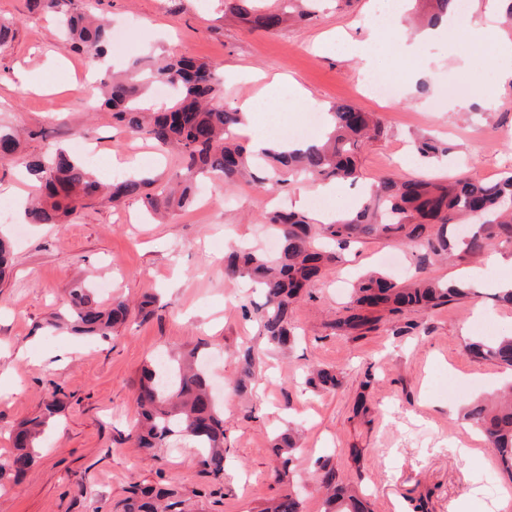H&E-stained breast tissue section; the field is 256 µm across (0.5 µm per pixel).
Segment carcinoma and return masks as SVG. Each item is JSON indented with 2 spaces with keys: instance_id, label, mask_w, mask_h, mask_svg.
Wrapping results in <instances>:
<instances>
[{
  "instance_id": "cac0c4a2",
  "label": "carcinoma",
  "mask_w": 512,
  "mask_h": 512,
  "mask_svg": "<svg viewBox=\"0 0 512 512\" xmlns=\"http://www.w3.org/2000/svg\"><path fill=\"white\" fill-rule=\"evenodd\" d=\"M224 0V15L251 29L277 33L292 24L315 16L319 0ZM423 5L414 11L421 27L438 23L442 16L459 12V0H413ZM37 8L59 18L64 40L71 48L98 60L107 51L112 29L107 17L78 0H32ZM156 82L174 89L173 100L163 112L142 106L150 86ZM104 106L112 110L113 127L123 133L142 136L156 145L170 148L183 160V167L165 183L153 176L134 174L122 181L105 184L94 171L66 152L55 151L46 158L24 160L14 131L0 126V159L19 162L33 177L35 195L26 215L29 224H56L105 196L116 203L135 199L156 220L195 201L196 175L210 172L220 176L226 187L246 180L269 190L305 176L312 180L353 181L358 155L384 135L381 120L349 104L330 109L332 126L325 138L303 150L265 153L264 165H256L249 147L237 135L244 121L238 108L221 101L223 80L205 63L185 57H171L157 63L151 58L133 61L126 72H113L100 83ZM420 157L431 160L446 156L450 147L422 136L415 142ZM479 217L467 238L448 239V225ZM265 224L278 236L281 249L270 257L255 251L236 249L224 256V278L251 280L262 289L263 301L253 308L243 306V317L255 321L266 344L280 351L296 342L291 321L293 305L305 296L317 278L336 265L340 251L366 237H384L417 248L419 264L454 257L467 260L481 256L493 243L512 244V170L493 181L456 175L444 180L387 178L362 197L342 220L318 224L309 214L273 211ZM65 315L73 331L85 336H105L125 323L129 304L116 297L108 309H100L90 289L78 283L67 291ZM469 289L423 278L401 286L382 273L371 271L353 287V298L331 327L336 334L356 340L390 324L402 334L415 324L402 322L410 312L430 311L462 299ZM470 353L512 367V335L469 344ZM238 391L248 390L259 364L251 347L238 357ZM307 383L314 388L335 389L341 379L335 370L314 368ZM59 391L45 411L22 422L14 436L16 453L0 464V480L23 478L35 461L40 434L61 409ZM139 419L133 428L138 447L153 455L172 437L199 449L201 471L218 481L224 477V414L204 371V357L192 349L178 358L156 357L145 365L136 383ZM463 417L483 434L504 471L512 476V384L492 398L473 400L462 409ZM278 460L275 475L288 488L260 512H301L302 501L292 486L290 469L298 450L297 432L290 428L274 438ZM319 479L326 491L323 512H367L356 490L336 482V472L322 462ZM175 491L164 487L134 488L119 504L120 512H184Z\"/></svg>"
}]
</instances>
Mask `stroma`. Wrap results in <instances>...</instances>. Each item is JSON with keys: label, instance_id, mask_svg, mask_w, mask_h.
<instances>
[{"label": "stroma", "instance_id": "1", "mask_svg": "<svg viewBox=\"0 0 512 512\" xmlns=\"http://www.w3.org/2000/svg\"><path fill=\"white\" fill-rule=\"evenodd\" d=\"M379 0H359L351 11L328 4L313 21L275 34L249 31L224 18V0H101L111 21H136L125 47H112L110 66L121 69L138 57L187 54L224 74L223 103L236 107L260 99L273 78L296 82L308 98L327 108L337 102L375 113L385 135L360 158L359 178L346 185L340 202L353 208L361 192L387 177L445 178L465 172L479 180L512 170V82L498 86L495 108L472 97L483 76L484 56L459 61L447 46L428 48L410 61L387 46L375 55L376 76H394L413 105L387 104L361 88L359 58L339 51L336 36L361 39ZM13 19L14 37L0 48V124L13 128L23 155L44 154L47 141L70 147L81 130L87 149L105 157L96 172L147 171L166 178L180 168L177 155L112 127L106 108H88L103 75L84 53L66 49L55 20L28 0H0V17ZM471 96L468 111L430 109L450 87ZM429 133L447 142V157L426 163L412 140ZM299 181L280 190L242 184L229 189L200 185V204L178 211L163 224L150 222L139 202L115 207L98 200L63 224L0 222L12 246V274L0 282V460L14 451L11 431L40 415L52 391L62 408L39 440L34 466L16 484H0V512H115L131 486L175 488L186 512H259L279 497L273 431H299L294 481L303 512H321L314 481L317 461L327 460L339 480L356 487L372 512H457L473 492L470 512H496L512 478L473 424L457 413L459 402L512 381L493 360L473 357L469 339L481 324L495 335L512 331V305L495 298L493 285L506 271L485 268L471 282L469 297L437 310L411 315L416 328L405 335L390 327L354 340L331 324L343 313L355 277L397 257L392 278L406 282L426 274L454 281L476 260L436 263L419 269L409 246L370 239L315 283L313 296L291 314L300 340L288 354L266 347L241 306L250 295L226 281L221 247L246 245L276 254L280 244L263 216L292 207ZM83 281L93 298L109 307L113 298L137 304L157 295L161 308L105 336L85 338L51 328L63 310L66 290ZM253 346L261 368L248 398L236 392L237 352ZM199 348L224 404L227 450L224 477L212 482L196 464L197 451L181 441L146 455L132 436L137 418L134 382L139 368L160 355ZM314 365L342 372L340 388L320 391L304 383ZM370 386H363L364 377ZM365 402L366 412L355 410ZM475 453L461 462L457 450Z\"/></svg>", "mask_w": 512, "mask_h": 512}]
</instances>
